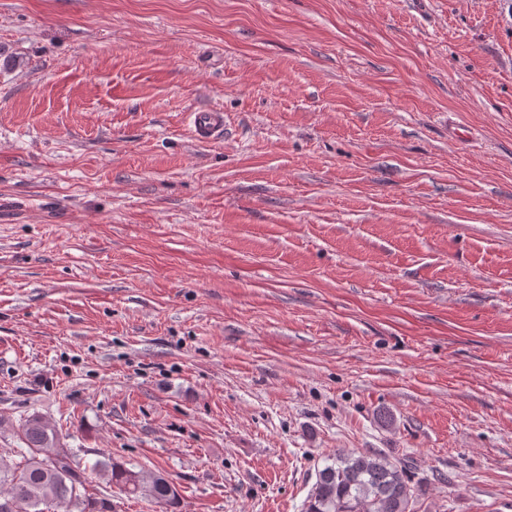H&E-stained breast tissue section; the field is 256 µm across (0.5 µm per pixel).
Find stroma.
Segmentation results:
<instances>
[{
	"label": "stroma",
	"mask_w": 512,
	"mask_h": 512,
	"mask_svg": "<svg viewBox=\"0 0 512 512\" xmlns=\"http://www.w3.org/2000/svg\"><path fill=\"white\" fill-rule=\"evenodd\" d=\"M34 410L181 498L114 512L340 448L512 512V0H0L1 459ZM188 118L197 141L207 143L223 137V112L216 110L191 112Z\"/></svg>",
	"instance_id": "1"
}]
</instances>
